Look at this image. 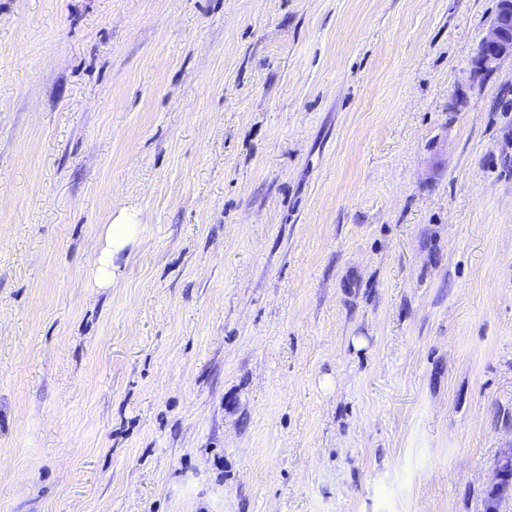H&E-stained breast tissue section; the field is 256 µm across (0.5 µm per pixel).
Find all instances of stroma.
Here are the masks:
<instances>
[{"mask_svg": "<svg viewBox=\"0 0 512 512\" xmlns=\"http://www.w3.org/2000/svg\"><path fill=\"white\" fill-rule=\"evenodd\" d=\"M497 4L0 0V512H485ZM512 60V1L500 0L473 59L474 71H494L504 59ZM138 228L137 214L128 210L121 211L107 224L93 263L98 284L106 286L113 282L114 261L136 241Z\"/></svg>", "mask_w": 512, "mask_h": 512, "instance_id": "obj_1", "label": "stroma"}]
</instances>
